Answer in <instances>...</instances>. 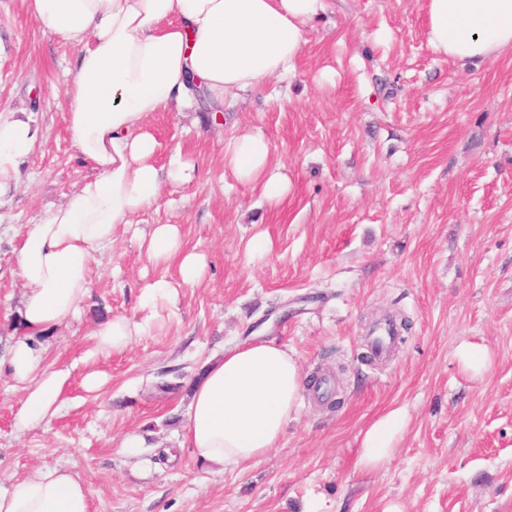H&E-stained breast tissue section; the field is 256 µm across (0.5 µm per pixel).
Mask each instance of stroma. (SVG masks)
Here are the masks:
<instances>
[{"instance_id": "35a3bbf8", "label": "stroma", "mask_w": 512, "mask_h": 512, "mask_svg": "<svg viewBox=\"0 0 512 512\" xmlns=\"http://www.w3.org/2000/svg\"><path fill=\"white\" fill-rule=\"evenodd\" d=\"M426 3L327 0L288 77L218 113L153 116L156 164L180 151L193 177L164 182L95 268L80 319L47 334L51 361L72 371L47 428L17 431L23 394L0 372V485L64 467L92 512H512V50L460 66L430 45ZM78 51L21 0H0V111L38 129L0 201V348L28 225L89 173L62 97ZM243 132L269 141L290 183L280 205L225 166V142ZM154 224L177 225L204 274L158 303L149 334L98 353L102 317L144 318L145 287L178 277L176 261L147 256ZM386 316L411 327L388 359L361 361ZM253 338L287 347L304 377L330 374L332 396L304 389L277 447L223 470L178 439L205 363ZM464 344L489 352L481 374L458 359ZM395 408L407 426L390 459L358 467L366 429ZM134 432L147 445L125 453Z\"/></svg>"}]
</instances>
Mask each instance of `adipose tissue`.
<instances>
[{
    "label": "adipose tissue",
    "mask_w": 512,
    "mask_h": 512,
    "mask_svg": "<svg viewBox=\"0 0 512 512\" xmlns=\"http://www.w3.org/2000/svg\"><path fill=\"white\" fill-rule=\"evenodd\" d=\"M49 33L78 44L65 85L72 146L90 169L45 220L29 225L17 257L24 291L19 322L5 359L24 399L15 427H47L65 405L71 373L49 361L46 333L78 319L90 295L95 266L120 229L156 201L167 180H186L180 151L168 167L153 156L148 129L155 113L193 111L204 87L210 108L228 97L287 76L302 54L312 23L326 0H21ZM428 38L444 56L485 62L512 49V0H428ZM37 130L14 112L0 113V197L20 180L18 163L34 148ZM261 134L244 132L224 146V160L243 183H257L270 201L282 202L288 181L272 168ZM148 256L177 260L179 280L161 278L142 294L154 308L176 286L194 285L205 258L184 251L176 225L155 224ZM147 321L123 316L101 320L92 333L98 351L127 346ZM304 381L287 348L271 340L237 346L212 358L188 404L178 442L200 460L236 468L261 462L275 448L295 412ZM406 415L395 409L367 429L358 461L374 469L390 456ZM0 512H91V492L67 469L35 470L0 487Z\"/></svg>",
    "instance_id": "ef3b65f1"
}]
</instances>
